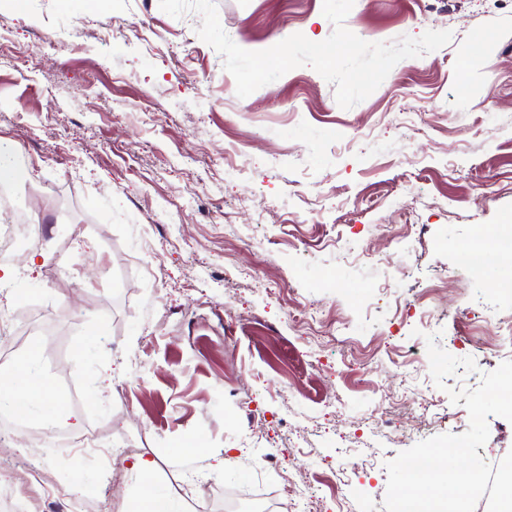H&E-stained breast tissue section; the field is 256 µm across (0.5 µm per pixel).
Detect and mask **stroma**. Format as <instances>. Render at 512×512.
<instances>
[{"mask_svg":"<svg viewBox=\"0 0 512 512\" xmlns=\"http://www.w3.org/2000/svg\"><path fill=\"white\" fill-rule=\"evenodd\" d=\"M215 3L250 51L333 31L323 0ZM200 25L159 0L0 12V143L31 162L17 205L45 236L43 258L0 264L15 324L81 391L77 427L157 459L187 512H290L288 474L311 512H385L386 462L465 432L448 389L512 357V262L464 247L512 217V0H355L365 41L452 39L349 109L308 66L238 97ZM313 311L319 338L296 321ZM429 334L476 371L438 388ZM391 407L399 429H369ZM130 462L74 473L94 489L79 512L127 506Z\"/></svg>","mask_w":512,"mask_h":512,"instance_id":"1","label":"stroma"}]
</instances>
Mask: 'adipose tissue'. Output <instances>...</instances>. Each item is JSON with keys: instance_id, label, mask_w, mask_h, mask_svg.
Here are the masks:
<instances>
[{"instance_id": "ef3b65f1", "label": "adipose tissue", "mask_w": 512, "mask_h": 512, "mask_svg": "<svg viewBox=\"0 0 512 512\" xmlns=\"http://www.w3.org/2000/svg\"><path fill=\"white\" fill-rule=\"evenodd\" d=\"M38 358L39 353L34 350L25 363L1 364L0 383H25L26 389L19 393L15 406L18 414L53 420L64 418L66 412L57 403L54 392L31 378V366ZM130 472L135 490L130 512H185L181 499L164 489L161 467L156 459L136 457Z\"/></svg>"}]
</instances>
